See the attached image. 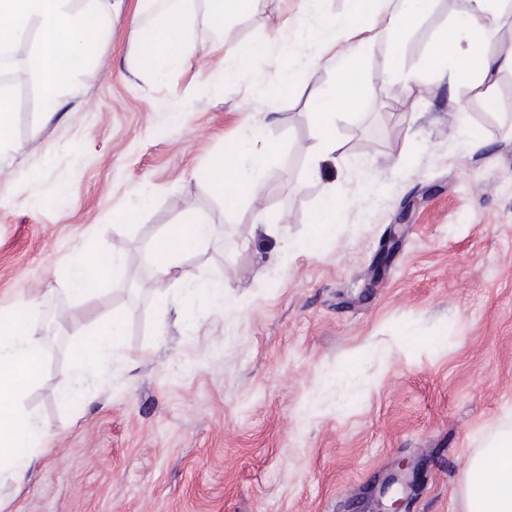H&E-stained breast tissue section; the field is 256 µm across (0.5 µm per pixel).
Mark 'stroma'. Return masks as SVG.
Returning a JSON list of instances; mask_svg holds the SVG:
<instances>
[{"label":"stroma","mask_w":512,"mask_h":512,"mask_svg":"<svg viewBox=\"0 0 512 512\" xmlns=\"http://www.w3.org/2000/svg\"><path fill=\"white\" fill-rule=\"evenodd\" d=\"M306 4L251 0L220 46L194 26L197 56L149 85L123 0L54 112L34 43L17 50L0 85L18 142L0 149V308L32 300L37 319H67L22 400L50 451L23 488L0 482V512H375L403 459L405 512H468L469 461L512 424V70L485 89L426 73L431 43L468 11L436 0L397 69L380 37L340 87L356 40L327 47ZM249 42L267 56H239ZM278 75L291 95H275ZM365 83L373 95L336 116L344 158L312 170L309 94ZM456 103L483 149L452 128ZM247 133L271 148L267 179L229 207L209 165ZM328 192L343 220L312 254L301 243ZM145 193L138 222L121 223ZM193 214L213 235L183 260L189 293L157 282L147 246ZM263 217L288 248L254 232ZM90 248L121 254L125 273L76 297L65 264ZM117 313L119 360L63 402L80 349Z\"/></svg>","instance_id":"stroma-1"}]
</instances>
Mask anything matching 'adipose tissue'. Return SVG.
Listing matches in <instances>:
<instances>
[{
  "instance_id": "1",
  "label": "adipose tissue",
  "mask_w": 512,
  "mask_h": 512,
  "mask_svg": "<svg viewBox=\"0 0 512 512\" xmlns=\"http://www.w3.org/2000/svg\"><path fill=\"white\" fill-rule=\"evenodd\" d=\"M474 11L452 36L436 40L430 47L427 70L448 76L453 82L489 80L503 67L512 68V52L489 53L499 23L502 0H472ZM193 0H137L138 11L150 16V23H137V41H149L157 68L155 77L182 65L197 53L187 30L192 18ZM434 0H352L349 12L336 15L323 7V0H309L320 33L326 40L340 34L372 31L375 22L389 42L386 64L396 69L405 38L415 22L428 14ZM113 9L112 0H0V50L13 49L28 40L39 39L33 57L36 75L42 85L44 104L55 110L62 91L71 89L75 66L92 57V21L102 20ZM345 105L335 94H313L309 99L312 119L319 130L314 163L335 159L341 150L336 139V113ZM266 151L254 137L244 135L227 146L211 169V185L223 191L235 185L247 195L263 184ZM249 161L247 179L237 177L241 161ZM344 204L333 194L324 195L312 222L315 229L304 242L310 252H318L335 224L341 223ZM212 229L198 217L179 225L177 232H164L147 248L152 269L159 282L173 280L187 252L203 244ZM122 256L94 250L71 260L67 277L71 291L81 297L95 295L103 275L121 276ZM124 316H109L100 324L94 338L81 349L75 367L79 374L99 375L119 356V343L125 332ZM46 347L42 326L31 310L0 309V479L23 486L37 458L46 453L36 417L20 402L22 391L42 376ZM471 479L464 494L469 512H512V428L501 431L471 460Z\"/></svg>"
}]
</instances>
